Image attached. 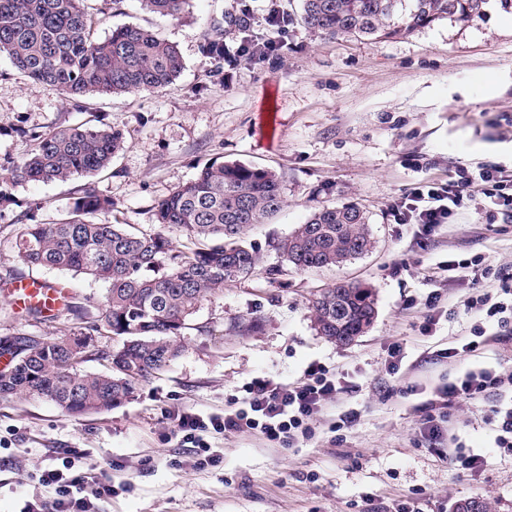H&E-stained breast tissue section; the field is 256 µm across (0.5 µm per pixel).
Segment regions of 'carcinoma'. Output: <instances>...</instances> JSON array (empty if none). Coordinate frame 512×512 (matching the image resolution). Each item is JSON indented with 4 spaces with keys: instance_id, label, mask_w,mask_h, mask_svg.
Masks as SVG:
<instances>
[{
    "instance_id": "carcinoma-1",
    "label": "carcinoma",
    "mask_w": 512,
    "mask_h": 512,
    "mask_svg": "<svg viewBox=\"0 0 512 512\" xmlns=\"http://www.w3.org/2000/svg\"><path fill=\"white\" fill-rule=\"evenodd\" d=\"M88 0H0V55L15 69L80 107L88 95H121L163 88L178 78L183 60L176 46L134 25L100 37L101 19ZM144 9L167 17L186 12L190 0H140ZM305 28L336 37L377 40L410 34L452 18L466 23L484 12L487 0H301ZM36 147L12 177L56 183L108 168L122 149V136L104 125L58 126L36 136ZM282 205L275 173L240 161L213 162L155 206V223L184 233L190 245L174 248L161 232L145 233L87 215L112 212V201L88 185L68 215L25 225L17 257L35 265L86 274L107 284L106 330L124 339L122 349L94 353L117 359L146 380L178 356L176 338L201 302L224 281L252 274L257 253L243 244L254 224ZM369 216L347 202L317 209L277 247L298 271L339 266L374 248ZM373 289L338 284L311 301L317 333L336 344L350 342L372 322ZM71 336L47 340L36 334L0 339L13 370L0 377V399L18 394L55 403L78 416L124 403L136 381L116 372L84 369L89 359L70 346Z\"/></svg>"
}]
</instances>
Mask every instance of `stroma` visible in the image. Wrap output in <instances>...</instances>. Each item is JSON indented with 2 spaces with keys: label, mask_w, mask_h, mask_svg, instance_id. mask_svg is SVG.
I'll return each instance as SVG.
<instances>
[{
  "label": "stroma",
  "mask_w": 512,
  "mask_h": 512,
  "mask_svg": "<svg viewBox=\"0 0 512 512\" xmlns=\"http://www.w3.org/2000/svg\"><path fill=\"white\" fill-rule=\"evenodd\" d=\"M242 0H192L180 18L122 0L98 28L135 24L177 46L185 68L169 86L121 96H88L81 109L15 70L0 57V283L16 275L60 283L72 309L34 318L0 296V337L32 332L48 339L104 315L106 285L85 275L25 266L15 241L30 216L52 222L71 208L79 181H16L14 166L35 146L34 134L99 118L123 137L111 166L93 176L112 202L111 219L157 231L155 206L216 158L273 170L283 205L252 226L245 241L260 255L250 276L226 281L190 316L177 357L140 383L122 405L80 417L53 402L17 396L0 402V512H22L53 489L37 475L67 450L81 471L120 490L95 512H380L420 498L431 512H451L480 498L491 512H512V455L496 448L498 396L455 405L437 438L420 430V405L433 389L476 365L512 371V341H491L462 361L443 349L470 334L463 303L474 290L447 279L439 265L465 252L486 257L492 275L478 290L497 292L496 269H512V223L487 224L475 210L421 236L393 223L390 204L414 183L447 181L459 166L512 162V0H489L468 23L444 19L411 34L377 41L332 38L291 24L279 58L246 63L209 52L213 22L228 47L240 38ZM353 200L370 218L373 251L350 263L298 272L284 267L279 240L320 206ZM374 289L377 315L347 346L320 336L309 303L336 283ZM443 309L430 335L425 302ZM254 322L255 332H237ZM403 360L388 375L387 349ZM318 363L345 389L313 421L311 438L290 445L255 433L206 440L221 449L217 467L189 466L172 436L171 413L203 415L238 408L253 378L291 384ZM350 427L336 424L348 411ZM484 455L480 471L449 465L456 445Z\"/></svg>",
  "instance_id": "1"
}]
</instances>
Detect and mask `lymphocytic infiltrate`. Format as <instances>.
I'll use <instances>...</instances> for the list:
<instances>
[{
    "mask_svg": "<svg viewBox=\"0 0 512 512\" xmlns=\"http://www.w3.org/2000/svg\"><path fill=\"white\" fill-rule=\"evenodd\" d=\"M265 23L269 29L265 39L256 40L247 34L240 38L235 49L238 59L253 62L278 57L290 21L275 0H270ZM470 207L479 211L486 223L512 222V167L479 164L457 169L444 183L420 181L391 203L389 214L394 223L414 225L429 235L436 228L452 223L460 210ZM499 279L501 287L497 294L482 293L468 299L465 310L476 318L471 337L465 343L445 349L444 358L475 355L486 343V327L490 324L497 326L500 336H512V276L503 273ZM507 388L512 389V374L491 368L466 370L461 377L432 392L425 406L422 433L439 435L440 420L457 403ZM341 389L340 379L317 364L309 366L303 378L292 384L267 376L257 377L248 384L239 408L208 416L173 412V433L181 444L192 446L194 465L216 466L222 463L223 453L204 441L203 432H257L272 442L306 439L312 434L313 418L335 400ZM75 466V461L68 459L62 467L43 471L39 482L54 487L56 497L49 503L30 502L25 512H92L91 498L113 495L112 485L75 473Z\"/></svg>",
    "mask_w": 512,
    "mask_h": 512,
    "instance_id": "1",
    "label": "lymphocytic infiltrate"
}]
</instances>
